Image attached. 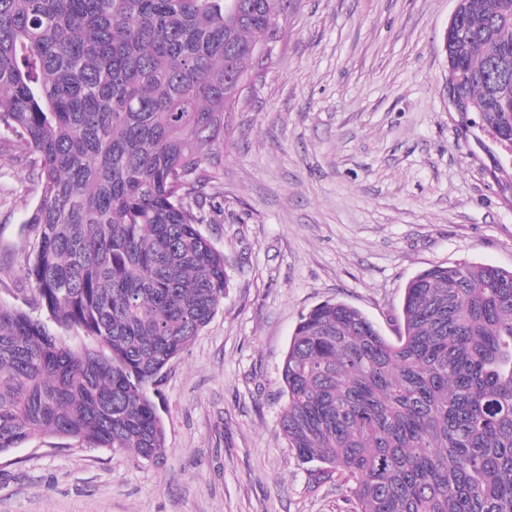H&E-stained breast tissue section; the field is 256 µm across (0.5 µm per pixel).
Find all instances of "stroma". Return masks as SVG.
Returning <instances> with one entry per match:
<instances>
[{
	"instance_id": "stroma-1",
	"label": "stroma",
	"mask_w": 512,
	"mask_h": 512,
	"mask_svg": "<svg viewBox=\"0 0 512 512\" xmlns=\"http://www.w3.org/2000/svg\"><path fill=\"white\" fill-rule=\"evenodd\" d=\"M454 0H290L223 141L199 229L231 286L165 370L163 456L45 436L0 454V512H351L280 427L282 362L325 301L399 332L408 281L459 261L512 268V170L449 111L440 36ZM40 186L0 135V304L27 306L25 220Z\"/></svg>"
}]
</instances>
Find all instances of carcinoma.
Instances as JSON below:
<instances>
[{
	"mask_svg": "<svg viewBox=\"0 0 512 512\" xmlns=\"http://www.w3.org/2000/svg\"><path fill=\"white\" fill-rule=\"evenodd\" d=\"M0 0V129L38 156L26 227L33 304H0V453L42 436L166 447L149 389L230 277L201 233L203 146L224 90L259 70L285 0ZM441 50L459 113L512 144V0H461ZM398 340L326 301L282 367L280 425L353 512H512V269L457 262L405 287ZM77 329L73 348L50 325Z\"/></svg>",
	"mask_w": 512,
	"mask_h": 512,
	"instance_id": "obj_1",
	"label": "carcinoma"
}]
</instances>
